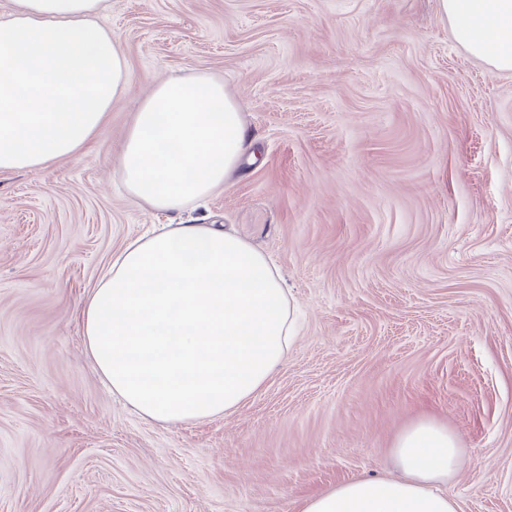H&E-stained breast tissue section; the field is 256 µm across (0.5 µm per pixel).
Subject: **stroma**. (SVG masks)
Masks as SVG:
<instances>
[{
	"instance_id": "obj_1",
	"label": "stroma",
	"mask_w": 512,
	"mask_h": 512,
	"mask_svg": "<svg viewBox=\"0 0 512 512\" xmlns=\"http://www.w3.org/2000/svg\"><path fill=\"white\" fill-rule=\"evenodd\" d=\"M128 91L76 155L0 173V512H298L448 427L459 512H512V71L438 0H105ZM222 79L262 163L166 215L114 160L158 81ZM221 224L300 315L229 415L143 418L84 343L102 270L155 224Z\"/></svg>"
}]
</instances>
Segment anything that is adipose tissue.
Listing matches in <instances>:
<instances>
[{
  "label": "adipose tissue",
  "mask_w": 512,
  "mask_h": 512,
  "mask_svg": "<svg viewBox=\"0 0 512 512\" xmlns=\"http://www.w3.org/2000/svg\"><path fill=\"white\" fill-rule=\"evenodd\" d=\"M101 0H11L0 14V173L79 152L128 90ZM468 51L512 69V0H440ZM255 138L223 81L200 73L152 86L138 102L117 169L132 198L178 213L256 159ZM88 352L107 384L162 424L232 413L283 359L293 318L279 271L213 224H177L129 242L83 309ZM397 478L348 479L300 512H459L442 492L463 450L431 420L392 449Z\"/></svg>",
  "instance_id": "ef3b65f1"
}]
</instances>
